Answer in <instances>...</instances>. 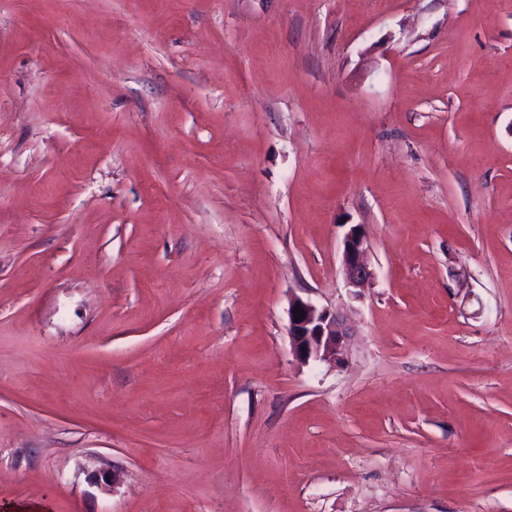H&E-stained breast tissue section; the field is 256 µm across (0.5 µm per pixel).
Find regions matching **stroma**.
<instances>
[{
    "label": "stroma",
    "instance_id": "obj_1",
    "mask_svg": "<svg viewBox=\"0 0 512 512\" xmlns=\"http://www.w3.org/2000/svg\"><path fill=\"white\" fill-rule=\"evenodd\" d=\"M22 507L512 512V0H0ZM367 245L362 227L351 225L343 241L344 279L351 294L356 295L357 288H363L372 277V272L365 260ZM296 307L300 308V314H304L301 321H294V318L300 316L294 314ZM288 319V336L298 362L308 364L331 359L335 363L342 362L344 347L350 335L339 311L319 307L310 300L294 296L289 303Z\"/></svg>",
    "mask_w": 512,
    "mask_h": 512
}]
</instances>
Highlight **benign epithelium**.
I'll return each mask as SVG.
<instances>
[{
  "mask_svg": "<svg viewBox=\"0 0 512 512\" xmlns=\"http://www.w3.org/2000/svg\"><path fill=\"white\" fill-rule=\"evenodd\" d=\"M367 245L362 227L354 224L343 241V270L351 294L364 287L372 277L365 260ZM300 308L304 318L296 320L294 308ZM288 336L295 359L302 363L334 360L342 362L349 330L337 310L319 307L300 296L291 298L288 308Z\"/></svg>",
  "mask_w": 512,
  "mask_h": 512,
  "instance_id": "benign-epithelium-1",
  "label": "benign epithelium"
}]
</instances>
